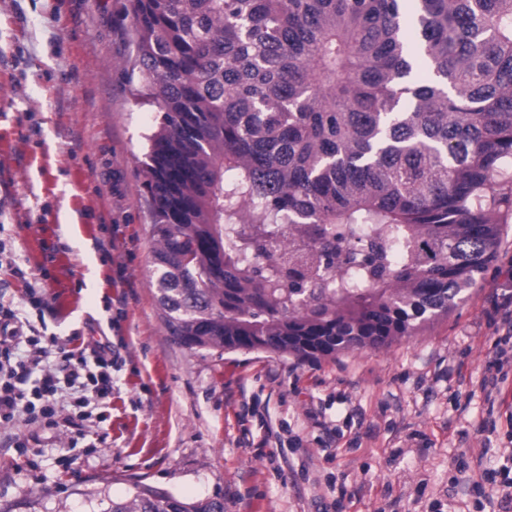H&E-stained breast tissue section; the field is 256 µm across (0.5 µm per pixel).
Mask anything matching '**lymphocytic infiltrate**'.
Segmentation results:
<instances>
[{"mask_svg": "<svg viewBox=\"0 0 512 512\" xmlns=\"http://www.w3.org/2000/svg\"><path fill=\"white\" fill-rule=\"evenodd\" d=\"M498 338L494 375L483 377L481 390L498 385L497 374L512 363L507 345L512 342V292L503 294L490 316ZM107 344H94L88 355L75 358L62 354L55 366H48L50 351L42 346L39 332L18 311L0 306V422H12L20 414L58 415L59 391H68L78 406L104 405L112 397V373Z\"/></svg>", "mask_w": 512, "mask_h": 512, "instance_id": "obj_1", "label": "lymphocytic infiltrate"}]
</instances>
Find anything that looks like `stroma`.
Returning a JSON list of instances; mask_svg holds the SVG:
<instances>
[{
	"label": "stroma",
	"instance_id": "stroma-1",
	"mask_svg": "<svg viewBox=\"0 0 512 512\" xmlns=\"http://www.w3.org/2000/svg\"><path fill=\"white\" fill-rule=\"evenodd\" d=\"M126 5L0 0V303L49 349L106 339L114 357L112 400L82 430L0 423V512H92L91 493L136 482L225 512H502L466 482L512 445V375L495 403L479 387L512 221L465 300L387 346L304 360L176 343L142 175L158 112L131 91Z\"/></svg>",
	"mask_w": 512,
	"mask_h": 512
}]
</instances>
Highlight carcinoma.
I'll list each match as a JSON object with an SVG mask.
<instances>
[{
	"mask_svg": "<svg viewBox=\"0 0 512 512\" xmlns=\"http://www.w3.org/2000/svg\"><path fill=\"white\" fill-rule=\"evenodd\" d=\"M170 335L384 347L477 285L512 216V0H127ZM97 512H224L133 484Z\"/></svg>",
	"mask_w": 512,
	"mask_h": 512,
	"instance_id": "carcinoma-1",
	"label": "carcinoma"
}]
</instances>
